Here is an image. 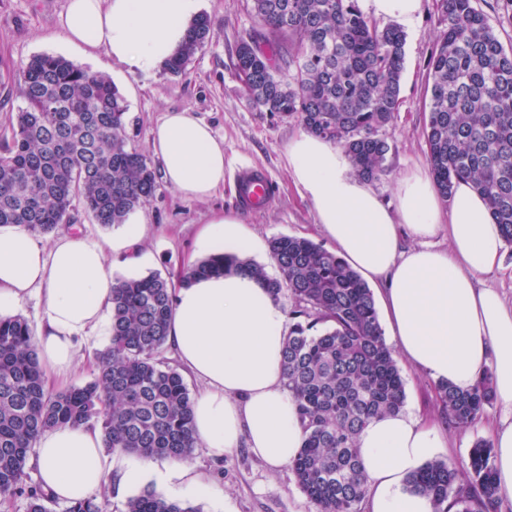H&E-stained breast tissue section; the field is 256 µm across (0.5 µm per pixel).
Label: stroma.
I'll list each match as a JSON object with an SVG mask.
<instances>
[{
	"mask_svg": "<svg viewBox=\"0 0 512 512\" xmlns=\"http://www.w3.org/2000/svg\"><path fill=\"white\" fill-rule=\"evenodd\" d=\"M438 4L439 0H422L414 26L405 31L401 105L394 120L380 132L390 146V173L372 182L371 187L391 208L397 205L399 181L430 168L425 116L431 96L428 62L443 28ZM66 5L67 0H0V135L9 133L21 104L11 90L9 73L34 55H59L74 64L108 72L128 105V141L148 157L151 167L159 165L151 150L152 130L166 112L186 109L208 123L217 138L224 141V188L199 202L184 199L167 184L158 183L149 203L135 213L146 226L141 243L145 259L136 266L127 265L122 253L111 248L114 241L125 237L126 225L102 227L87 216L82 204L74 205V223L61 225L60 233L74 228L107 247L116 277L151 272L169 277L185 272L201 227L213 215L223 212L242 216L249 229L266 241L291 235L327 245V238L317 228L314 206L296 184L288 165V142L302 133V126L294 120L256 111L245 97L234 66L237 44L258 27L250 0H201V11L212 22L209 42L181 75L161 70L149 77L131 74L122 64L107 65L103 51L87 55L62 42L58 28ZM244 168L263 170L271 179L273 189L266 207L242 211L237 174ZM399 368L406 384V410L416 417L439 421L447 442L445 457L458 467L468 466L469 452L477 440L489 439V424L512 422V412L495 403L474 425L456 427L436 399L435 380L407 362H400ZM189 463L211 485L210 493L175 492L153 479L148 480V487L169 500L202 508L203 512H313L291 468L270 470L248 448H237L217 461L199 447Z\"/></svg>",
	"mask_w": 512,
	"mask_h": 512,
	"instance_id": "1",
	"label": "stroma"
}]
</instances>
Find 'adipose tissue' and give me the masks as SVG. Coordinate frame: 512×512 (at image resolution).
<instances>
[{
	"mask_svg": "<svg viewBox=\"0 0 512 512\" xmlns=\"http://www.w3.org/2000/svg\"><path fill=\"white\" fill-rule=\"evenodd\" d=\"M199 0H68L59 22L66 44L148 76L182 44ZM162 178L187 200L204 201L224 185V143L187 110L167 112L152 131ZM288 163L313 203L336 253L378 286L389 334L402 357L436 381L472 387L485 370L494 394L512 409V305L484 279L502 268L503 239L483 197L468 183L441 197L424 172L402 178L388 208L367 182L350 175L331 142L303 133L288 144ZM418 246L402 248L401 234ZM447 232L448 246L431 238ZM260 252L264 242L236 216L205 224L200 249ZM113 279L104 248L80 234L40 247L13 224H0V311L39 295L45 301L34 343L48 380L67 384L86 343L99 335L111 306ZM288 336L283 307L264 284L228 271L176 288L168 344L204 390L192 402L193 437L212 458L247 446L271 468L288 466L303 440L296 405L283 387ZM498 495L512 500V425L492 431ZM370 512H432L409 492L408 477L444 452L438 427L399 411L373 420L357 438ZM38 478L56 500L73 503L102 487L131 488L148 476L204 486L184 460L116 468L98 428L64 425L36 440Z\"/></svg>",
	"mask_w": 512,
	"mask_h": 512,
	"instance_id": "adipose-tissue-1",
	"label": "adipose tissue"
}]
</instances>
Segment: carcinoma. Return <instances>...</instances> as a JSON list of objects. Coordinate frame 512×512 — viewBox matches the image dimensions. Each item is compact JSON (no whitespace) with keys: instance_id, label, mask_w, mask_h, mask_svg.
Masks as SVG:
<instances>
[{"instance_id":"1","label":"carcinoma","mask_w":512,"mask_h":512,"mask_svg":"<svg viewBox=\"0 0 512 512\" xmlns=\"http://www.w3.org/2000/svg\"><path fill=\"white\" fill-rule=\"evenodd\" d=\"M261 30L241 39L236 69L250 72L249 103L299 122L341 147L356 173L387 175L389 144L380 137L400 105L404 32L373 26L356 0H252ZM445 28L430 59L425 116L428 161L439 192L468 181L485 199L504 242L512 245V51L504 50L474 0H440ZM199 15L182 49L166 64L182 74L209 40ZM22 106L0 140V224L47 234L71 222L74 198L96 223L122 224L156 190L147 159L125 135L127 105L109 75L62 56L38 54L9 77ZM270 253L281 278L234 254H214L184 282L249 273L291 307L282 364L303 441L290 468L314 512H361L367 479L356 437L375 417L402 410L405 381L379 322L373 293L344 260L303 237L280 235ZM173 293L158 273L118 278L112 286L108 347L95 378L56 393L45 389L31 327L0 317V498L25 512H49L51 498L32 482L27 460L38 436L59 425L91 423L105 447L146 459L190 458L192 398L170 365ZM448 420L473 425L494 401L493 373L460 391L440 382ZM433 512H502L493 448L475 442L469 468L443 459L408 480ZM109 492L71 503L65 512H103ZM126 512H200L151 489L130 497Z\"/></svg>"}]
</instances>
